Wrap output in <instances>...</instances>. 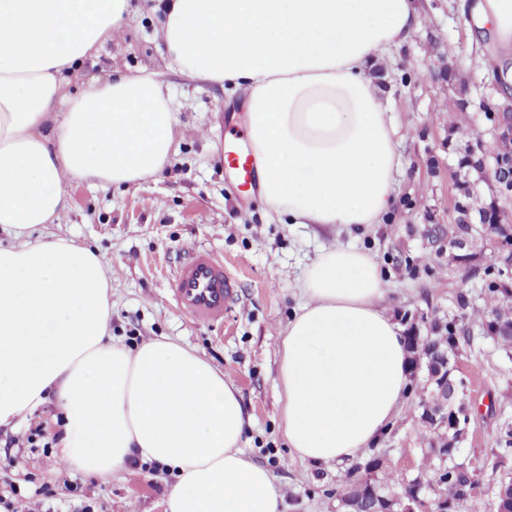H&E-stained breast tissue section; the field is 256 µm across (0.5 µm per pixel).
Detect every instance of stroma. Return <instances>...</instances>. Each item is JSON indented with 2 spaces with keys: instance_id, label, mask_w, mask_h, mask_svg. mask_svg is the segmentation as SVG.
<instances>
[{
  "instance_id": "obj_1",
  "label": "stroma",
  "mask_w": 512,
  "mask_h": 512,
  "mask_svg": "<svg viewBox=\"0 0 512 512\" xmlns=\"http://www.w3.org/2000/svg\"><path fill=\"white\" fill-rule=\"evenodd\" d=\"M122 34L85 60L82 82L121 71H155L176 105L177 152L155 179L102 188L78 181L69 208L38 236L73 237L102 257L112 276V335L127 346L167 336L195 349L238 386L250 427L243 448L267 467L285 512H343L346 465L314 466L292 457L282 437L278 343L297 304V288L321 250L354 246L378 264L385 308L405 335H444L455 319V376L469 405L460 458L477 484L458 512H493L499 480L512 475V341L488 327L492 312L512 313V246L496 225L512 226V190L495 176L496 157L512 150V97L484 67V45L472 42L456 0H423L411 40L380 61L375 74L387 91L398 130L402 173L397 200L380 224H283L260 199L241 206L236 178L224 168V140L241 129L229 107L242 93L188 85L168 67L152 0ZM201 247L222 256L240 281L237 303L220 326L180 311L169 279L183 251ZM411 389L378 446L357 458L364 480L384 494L395 479L433 468L427 450L436 433L421 420L426 365L412 371ZM42 426L43 445L30 447ZM64 436L55 402L14 426L0 427V491L17 488L19 512H165L174 479L153 462L93 478L56 463Z\"/></svg>"
}]
</instances>
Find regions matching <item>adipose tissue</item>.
I'll use <instances>...</instances> for the list:
<instances>
[{"mask_svg":"<svg viewBox=\"0 0 512 512\" xmlns=\"http://www.w3.org/2000/svg\"><path fill=\"white\" fill-rule=\"evenodd\" d=\"M169 67L247 95L259 195L295 224H377L395 201L396 130L372 71L407 42L420 0H157ZM486 66L512 85V0H460ZM132 0H0V426L56 401L58 461L90 477L131 457L175 478L166 512H283L242 448L250 418L223 371L167 337L113 339L106 265L65 237L30 239L67 185L137 184L177 151L170 90L145 70L67 93L83 61L132 18ZM278 348L282 431L303 461L376 445L410 385L404 330L373 258L324 249Z\"/></svg>","mask_w":512,"mask_h":512,"instance_id":"adipose-tissue-1","label":"adipose tissue"}]
</instances>
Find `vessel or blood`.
<instances>
[{
	"label": "vessel or blood",
	"mask_w": 512,
	"mask_h": 512,
	"mask_svg": "<svg viewBox=\"0 0 512 512\" xmlns=\"http://www.w3.org/2000/svg\"><path fill=\"white\" fill-rule=\"evenodd\" d=\"M224 166L244 184L256 183V157L252 151L230 149ZM178 307L195 321L212 326L223 324L224 314L237 298L238 278L224 260L204 249L189 250L170 282Z\"/></svg>",
	"instance_id": "obj_1"
}]
</instances>
